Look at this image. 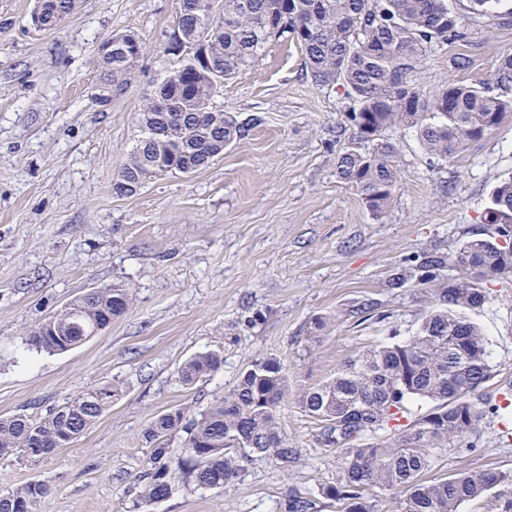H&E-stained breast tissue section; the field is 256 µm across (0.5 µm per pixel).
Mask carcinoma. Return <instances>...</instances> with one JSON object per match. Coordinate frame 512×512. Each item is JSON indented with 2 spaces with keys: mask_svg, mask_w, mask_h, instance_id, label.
<instances>
[{
  "mask_svg": "<svg viewBox=\"0 0 512 512\" xmlns=\"http://www.w3.org/2000/svg\"><path fill=\"white\" fill-rule=\"evenodd\" d=\"M199 1L204 9L195 8ZM36 27L51 30L77 13L80 0H37ZM206 34L207 62L187 51ZM291 37L305 52V67L318 87L339 86L353 101L350 119L368 153L338 157L337 174L354 184L377 216L388 207L398 182L396 149L387 132L414 130L428 154L447 159L482 139L512 112V99L486 85L451 83L431 99L413 86L410 75L421 58L439 45L465 38L460 15L446 0H177V28L166 52L178 57L146 99L140 113L144 135L115 182L143 186L158 173L184 174L209 166L226 142L248 136L255 119L238 121L212 106L224 81L255 60L272 40ZM106 44L128 51L99 55V92L123 91L145 49L134 32H116ZM499 88L512 86V54L499 59ZM482 223L495 234L477 232L450 255H431L419 283L454 273L439 292L441 307L430 310L404 340L381 343L347 360L325 382L302 397L304 411L319 425V444L342 457L336 483L321 494L343 505L342 512H381L375 498L400 494L395 512H458L499 486L512 484V471L488 469L425 481L430 452L445 451L475 434L485 411L473 399L491 376L488 342L464 310L489 300L483 283L512 275V178L493 190ZM127 288H100L71 300L28 331L27 342L47 354L67 352L92 335L94 327L125 312ZM224 366L215 351L198 353L177 371L191 386ZM287 377L280 360H256L227 392L189 418L184 409L158 417L145 433L150 449L141 475L139 504L170 496L178 478L197 489L221 488L238 478L241 461L259 457L288 465L296 449L278 421ZM88 389L44 417H0V460L32 461L73 443L103 414L118 387ZM428 409L407 425L408 404ZM393 443L364 442L385 426ZM185 438L173 445L175 434ZM49 492L41 480L0 494V512H36Z\"/></svg>",
  "mask_w": 512,
  "mask_h": 512,
  "instance_id": "carcinoma-1",
  "label": "carcinoma"
}]
</instances>
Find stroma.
I'll use <instances>...</instances> for the list:
<instances>
[{
  "instance_id": "35a3bbf8",
  "label": "stroma",
  "mask_w": 512,
  "mask_h": 512,
  "mask_svg": "<svg viewBox=\"0 0 512 512\" xmlns=\"http://www.w3.org/2000/svg\"><path fill=\"white\" fill-rule=\"evenodd\" d=\"M464 15V41L436 48L412 83L433 96L449 83L491 82L512 53V0ZM34 0H0V417H42L89 388L120 394L74 443L36 461L0 463V493L32 480L49 493L38 512H340L321 487L341 470L335 449L317 444L300 401L347 360L390 337L413 335L436 289L392 284L415 262L456 252L482 227L493 187L512 176V115L448 159L429 155L413 130L395 129L398 184L383 215L336 173L347 150L365 153L342 89L316 87L289 38L269 42L225 83L218 107L257 118L207 168L162 173L131 196L114 183L142 136L139 113L172 68L166 42L176 0H82L57 29L31 23ZM132 31L146 48L126 89L95 104L97 47ZM468 69L455 66L458 55ZM122 286L130 307L78 347L55 355L29 349L26 330L92 288ZM489 302L470 310L488 339L493 375L477 393L480 431L435 452L428 478L495 468L512 471V439L492 410L512 394V276L487 283ZM327 327L312 332L314 318ZM216 351L224 367L192 386L177 370ZM278 358L288 379L278 418L299 458L289 468L245 461L220 489L176 483L170 497L137 507L159 415L199 411L230 390L252 361Z\"/></svg>"
}]
</instances>
